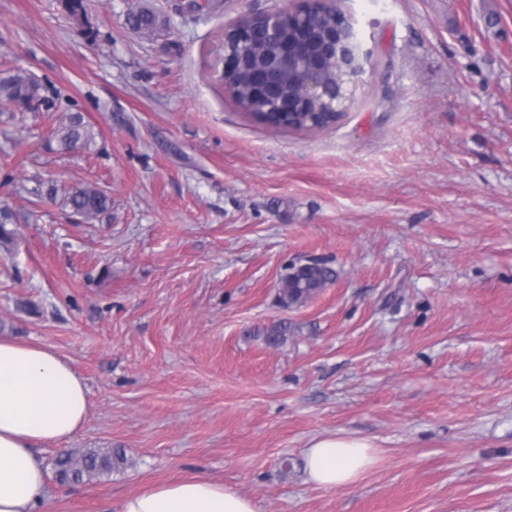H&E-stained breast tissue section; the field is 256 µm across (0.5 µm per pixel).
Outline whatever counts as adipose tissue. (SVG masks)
Segmentation results:
<instances>
[{"label": "adipose tissue", "instance_id": "1", "mask_svg": "<svg viewBox=\"0 0 512 512\" xmlns=\"http://www.w3.org/2000/svg\"><path fill=\"white\" fill-rule=\"evenodd\" d=\"M90 414L83 379L54 350L0 336V512H53L40 450L64 444ZM310 482L354 484L376 462L365 438L333 436L306 449ZM119 512H256L251 500L223 482L195 477L125 497Z\"/></svg>", "mask_w": 512, "mask_h": 512}]
</instances>
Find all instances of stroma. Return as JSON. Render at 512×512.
<instances>
[{
	"instance_id": "1",
	"label": "stroma",
	"mask_w": 512,
	"mask_h": 512,
	"mask_svg": "<svg viewBox=\"0 0 512 512\" xmlns=\"http://www.w3.org/2000/svg\"><path fill=\"white\" fill-rule=\"evenodd\" d=\"M0 0V323L83 378L82 432L42 456L56 512L203 476L257 512H512V0H341L373 59L321 131L251 119L214 70L224 30L300 0ZM167 21L144 36L129 9ZM81 113L90 147L53 129ZM94 183L110 213L63 200ZM335 272L281 303L289 264ZM288 339L268 345L271 325ZM369 439L356 483L307 480L317 438ZM132 467L60 483L61 450ZM40 86L27 72H7L0 76V99L13 106L24 107L37 95ZM65 202L74 214L87 222L102 220L112 208L109 196L92 183L72 187L65 193Z\"/></svg>"
}]
</instances>
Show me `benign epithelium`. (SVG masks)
<instances>
[{
  "instance_id": "1",
  "label": "benign epithelium",
  "mask_w": 512,
  "mask_h": 512,
  "mask_svg": "<svg viewBox=\"0 0 512 512\" xmlns=\"http://www.w3.org/2000/svg\"><path fill=\"white\" fill-rule=\"evenodd\" d=\"M271 34H277L282 21L301 24L302 41L288 45L286 40L275 42L271 56L255 70L256 93L270 102L269 116L272 121L284 124L297 112H333L344 109V103L355 99V78L365 72L370 64V52L363 44L349 21L336 17L330 26H316L307 21L300 9L267 13ZM221 81L228 84L241 64L235 52H224L221 58ZM341 70L343 79L331 81L334 70ZM296 86V92L288 96L282 92L284 81Z\"/></svg>"
}]
</instances>
